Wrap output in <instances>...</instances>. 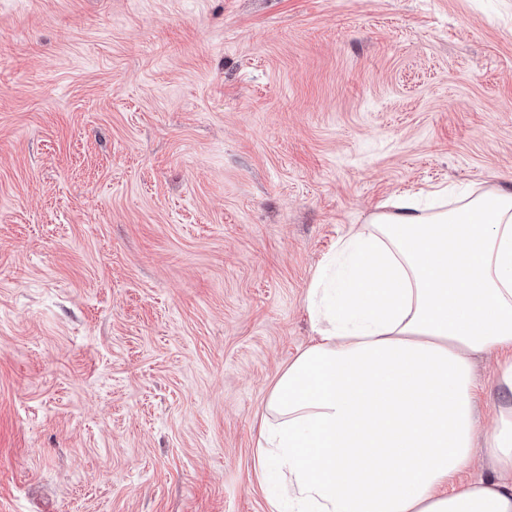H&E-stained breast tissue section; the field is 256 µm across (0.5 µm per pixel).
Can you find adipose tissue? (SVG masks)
I'll list each match as a JSON object with an SVG mask.
<instances>
[{
	"label": "adipose tissue",
	"instance_id": "1",
	"mask_svg": "<svg viewBox=\"0 0 512 512\" xmlns=\"http://www.w3.org/2000/svg\"><path fill=\"white\" fill-rule=\"evenodd\" d=\"M390 197L308 288L314 339L277 378L257 441L272 512H512V402L483 431L473 358L512 393V188ZM483 449L496 477L453 486Z\"/></svg>",
	"mask_w": 512,
	"mask_h": 512
}]
</instances>
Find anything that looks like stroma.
Returning a JSON list of instances; mask_svg holds the SVG:
<instances>
[{
  "label": "stroma",
  "instance_id": "obj_1",
  "mask_svg": "<svg viewBox=\"0 0 512 512\" xmlns=\"http://www.w3.org/2000/svg\"><path fill=\"white\" fill-rule=\"evenodd\" d=\"M451 183L512 186V0H0V512H270L321 260Z\"/></svg>",
  "mask_w": 512,
  "mask_h": 512
}]
</instances>
